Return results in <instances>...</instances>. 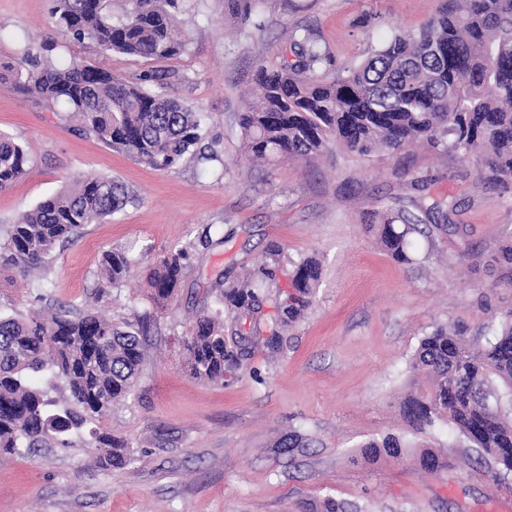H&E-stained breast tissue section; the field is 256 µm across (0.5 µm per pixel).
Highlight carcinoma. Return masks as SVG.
I'll return each instance as SVG.
<instances>
[{"mask_svg":"<svg viewBox=\"0 0 512 512\" xmlns=\"http://www.w3.org/2000/svg\"><path fill=\"white\" fill-rule=\"evenodd\" d=\"M122 21H112L111 0H55L61 33L91 40L105 52L165 59L186 49L174 10L177 0H131ZM51 46L27 50L17 61H0V83L54 104L78 121L77 130L155 170L184 157L209 161L201 143V113L163 91L169 75L149 71L138 81L72 59L56 63ZM294 59L257 68L255 85L240 113L244 157L249 161L309 159L329 146L369 155L418 144L470 159L480 181L512 197V0H442L417 32L392 35L359 64L331 80L316 75L329 63L315 44L291 41ZM29 155L0 131V191L27 173ZM118 180L84 175L39 201L9 226L0 243V270L41 277L45 288L57 245L87 225L134 203ZM436 207L420 213L374 215L367 231L400 262H410L419 225L449 223ZM189 247H176L146 266L145 283L157 305L174 300L187 273ZM130 257L106 250L100 274L109 287L126 277ZM284 246L270 243L264 259L244 276L216 275L214 307L197 316L183 341L185 367L197 379L232 383L262 343L280 351L283 332L300 322L312 303L322 267L315 257L290 262ZM288 273L293 292L278 301L277 316L260 335L262 284L278 286ZM234 335H224V313ZM145 327L120 325L89 310L57 306L49 317L0 314V454L37 448H71L74 439L99 450L104 467L131 460L130 443L94 426L132 393L143 356ZM406 421L423 431L446 423L490 459L500 479L512 476V311L492 337L469 336L461 325H440L425 334L409 362ZM395 435L360 445L359 457L377 463L408 455L421 470L448 467L436 448ZM301 512H360L344 500L305 503Z\"/></svg>","mask_w":512,"mask_h":512,"instance_id":"carcinoma-1","label":"carcinoma"}]
</instances>
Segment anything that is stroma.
Instances as JSON below:
<instances>
[{"label":"stroma","mask_w":512,"mask_h":512,"mask_svg":"<svg viewBox=\"0 0 512 512\" xmlns=\"http://www.w3.org/2000/svg\"><path fill=\"white\" fill-rule=\"evenodd\" d=\"M441 0H180L186 51L145 60L105 54L58 31L53 0H0V58H20L34 43H56L57 62L79 59L134 80L173 74L167 91L204 112L203 136L217 154L151 169L77 131L59 106L0 84V130L29 154L20 181L0 191V240L10 224L66 179H118L135 203L57 247L49 301L30 277L0 273V311H46L64 302L113 322L148 316L142 374L131 396L98 425L132 442V459L106 468L75 444L0 459V512H295L326 497L366 512H512V478L494 482L492 461L454 429L421 433L401 401L409 361L422 336L465 324L489 335L512 310V271L494 256L512 237V200L479 186L475 166L428 147L368 156L329 147L309 160L269 165L242 156L239 116L258 65L281 62L290 35L326 48L322 74L357 65L396 30L418 31ZM456 202L459 234L424 224L412 262L402 263L367 232L373 213L417 211ZM210 230L197 248L177 300L159 307L144 286L145 264ZM283 244L294 261L317 256L322 277L305 317L277 355L256 348L231 386L192 377L182 342L197 314L211 308L216 273L240 276ZM132 260L122 288L97 296L104 250ZM304 447L282 448L288 434ZM440 449L451 461L425 472L408 458L378 465L356 447L386 435Z\"/></svg>","instance_id":"1"}]
</instances>
